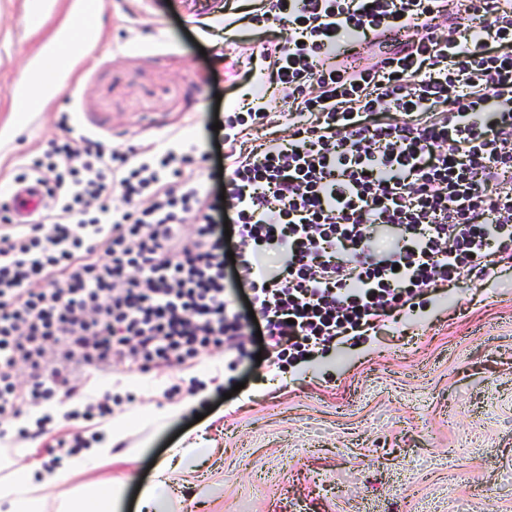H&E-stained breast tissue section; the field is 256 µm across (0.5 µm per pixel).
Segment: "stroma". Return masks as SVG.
<instances>
[{"mask_svg": "<svg viewBox=\"0 0 512 512\" xmlns=\"http://www.w3.org/2000/svg\"><path fill=\"white\" fill-rule=\"evenodd\" d=\"M73 0H53L41 21L28 0H0V217L24 166L65 133L91 134L116 149L193 144L191 165L215 188L225 167L217 114L242 107L251 80L243 34L224 27L210 0V23L166 0H109L99 47L78 53L55 80L45 107L20 114L10 94L25 83ZM248 357L231 363L206 348L179 368L141 373H75L77 406L103 390L134 392L121 407L134 417L113 467L125 478L122 512L170 448L205 441L209 455L178 477L171 512H512V270L488 281L417 299L377 330L337 345L311 370L274 365L242 327ZM193 404L160 420L169 406ZM39 411L9 421L5 447L19 464L62 469L49 504L73 493L83 475L64 471L59 443L100 431L98 422ZM29 436H15L18 428Z\"/></svg>", "mask_w": 512, "mask_h": 512, "instance_id": "1", "label": "stroma"}]
</instances>
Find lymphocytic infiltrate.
I'll return each mask as SVG.
<instances>
[{
  "mask_svg": "<svg viewBox=\"0 0 512 512\" xmlns=\"http://www.w3.org/2000/svg\"><path fill=\"white\" fill-rule=\"evenodd\" d=\"M464 13L478 29L461 33ZM272 17L256 104L224 115L229 228L174 152L131 158L83 135L33 161L56 200L40 223L0 225V420L71 397L80 370L242 357L252 318L279 363H301L512 262V0H259L249 14ZM364 47L372 65L352 61ZM273 90L288 105L275 116ZM278 121L288 137L245 149ZM21 364L35 371L23 393Z\"/></svg>",
  "mask_w": 512,
  "mask_h": 512,
  "instance_id": "f902f5d3",
  "label": "lymphocytic infiltrate"
}]
</instances>
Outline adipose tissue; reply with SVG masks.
<instances>
[{
    "instance_id": "obj_1",
    "label": "adipose tissue",
    "mask_w": 512,
    "mask_h": 512,
    "mask_svg": "<svg viewBox=\"0 0 512 512\" xmlns=\"http://www.w3.org/2000/svg\"><path fill=\"white\" fill-rule=\"evenodd\" d=\"M121 431L106 435L97 447L85 450L67 465L68 470L87 475L81 485L61 508V512H117L121 497L112 489V467L126 461L128 450L119 448ZM196 448H175L159 464L155 481L143 494V512H167L169 490L177 475L189 460L200 458ZM0 467L8 471L0 481V512H45L44 487L56 484L58 473L43 474L40 482H33L28 470L17 467L11 451L0 452Z\"/></svg>"
}]
</instances>
